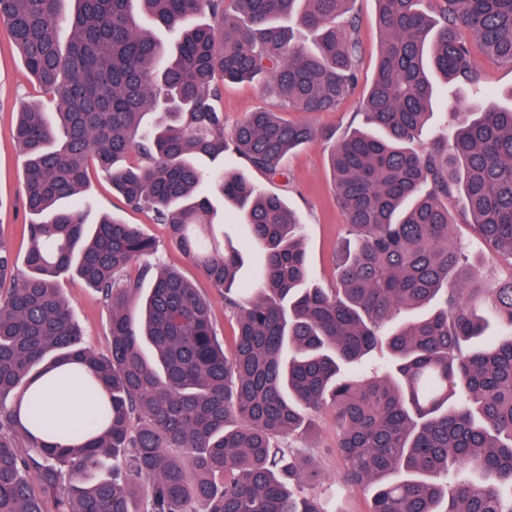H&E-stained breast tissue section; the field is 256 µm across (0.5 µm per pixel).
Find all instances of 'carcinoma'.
<instances>
[{
  "label": "carcinoma",
  "mask_w": 512,
  "mask_h": 512,
  "mask_svg": "<svg viewBox=\"0 0 512 512\" xmlns=\"http://www.w3.org/2000/svg\"><path fill=\"white\" fill-rule=\"evenodd\" d=\"M351 0H0L27 72L57 102L20 113L27 272L0 232V512H329L307 494L303 439L330 406L337 482H374L367 512H512V278L485 283L453 231L460 208L485 257L512 260V106L457 102L450 131L412 148L439 73L481 93L471 43L512 65V0H377L382 48L364 128L331 153L351 238L337 288L312 284L304 226L226 152L273 181L323 132L280 111L334 110L358 81ZM69 30L61 43L59 30ZM264 81L271 105L230 130L226 80ZM96 167L146 210L224 296L147 262L156 241L78 203ZM236 209L262 261L217 235L210 194ZM74 271L110 313L109 352L85 346L60 288ZM151 288L141 292L142 282ZM385 348L383 376L347 367ZM74 361L98 427L50 422L31 382ZM68 441L48 447L36 432Z\"/></svg>",
  "instance_id": "1"
}]
</instances>
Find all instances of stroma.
<instances>
[{
	"label": "stroma",
	"mask_w": 512,
	"mask_h": 512,
	"mask_svg": "<svg viewBox=\"0 0 512 512\" xmlns=\"http://www.w3.org/2000/svg\"><path fill=\"white\" fill-rule=\"evenodd\" d=\"M351 14L356 19L363 45V59L354 92L333 112L310 115L316 127L344 134L362 123L358 115L375 73L381 35L377 25L375 0H353ZM472 62L480 72L491 98L501 105L512 104V66L487 58L480 48H473ZM41 101L42 109L54 111L50 100L42 99L39 89L23 67L20 54L14 49L10 34L0 26V230L10 239L17 254H24L26 240L23 226L29 215L25 208L22 184L24 163L14 138L17 114L33 101ZM268 100L258 82H227L219 102L226 126H233L245 113L266 106ZM333 143L319 140L296 149L288 159V184L268 181L260 174L252 179L267 191L283 196L289 207L305 226V247L309 264L320 287L336 285L333 257L346 235L345 217L336 202L333 176L329 164ZM88 223L109 214L130 224L142 225L155 238L157 251L154 263L178 268L211 300V319L218 334H230L231 323L224 315V300L203 274L193 266L171 242L165 225L155 223L152 213L128 208L113 195L110 182L99 172H91L88 185L79 196ZM60 286L70 308L84 331V341L96 353H106L110 346L108 311L97 293L77 275H66ZM307 445L322 451L319 463L320 486L335 480L339 461L336 457V419L332 410L323 411L317 427L306 440Z\"/></svg>",
	"instance_id": "stroma-1"
}]
</instances>
